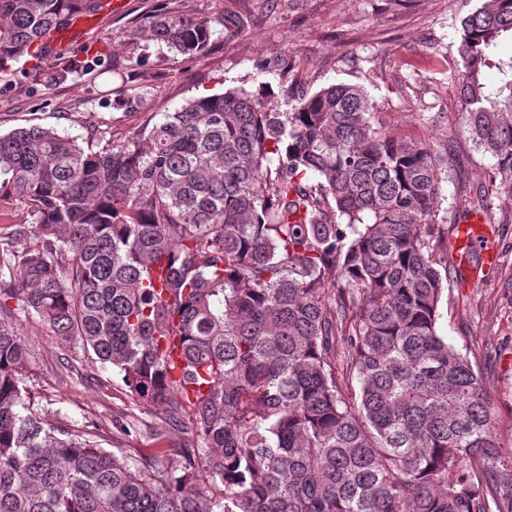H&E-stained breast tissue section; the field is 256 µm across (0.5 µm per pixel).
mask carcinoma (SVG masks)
Instances as JSON below:
<instances>
[{
  "label": "carcinoma",
  "mask_w": 512,
  "mask_h": 512,
  "mask_svg": "<svg viewBox=\"0 0 512 512\" xmlns=\"http://www.w3.org/2000/svg\"><path fill=\"white\" fill-rule=\"evenodd\" d=\"M96 8L0 0V69ZM215 33L160 13L129 42L145 65L151 42L193 57ZM506 34L512 0H483L450 78L512 202ZM82 66L59 58L56 79ZM441 182L350 83L283 112L244 88L192 97L102 151L51 125L0 134V213L24 215L0 234V512H512L494 404L438 331ZM21 313L141 404L190 406L202 447L145 456L51 426Z\"/></svg>",
  "instance_id": "obj_1"
}]
</instances>
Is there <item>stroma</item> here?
<instances>
[{
	"label": "stroma",
	"mask_w": 512,
	"mask_h": 512,
	"mask_svg": "<svg viewBox=\"0 0 512 512\" xmlns=\"http://www.w3.org/2000/svg\"><path fill=\"white\" fill-rule=\"evenodd\" d=\"M482 0H127L123 12L92 17L69 49L104 55L110 73L78 75L52 85L34 72L53 55L14 63L0 78V133L53 125L91 140L94 150L137 131L153 113L172 111L194 96L239 86L271 87L272 105L333 83L361 84L376 122L401 139L427 144L443 162L445 232L472 216L484 199L495 267L476 266L475 284L453 280L439 307L438 328L472 362L496 410L498 437L512 449V205L500 203L490 181L492 160L461 135L459 94L449 77L457 59L455 29ZM217 22L207 49L193 58L167 51L137 65L131 31L147 30L157 13ZM18 327L32 352L23 376L48 411L51 425L89 426L106 448H176L194 438L191 409L169 427L162 406H143L111 369L91 363L78 343L62 344L37 316ZM135 414L138 431L114 430V418Z\"/></svg>",
	"instance_id": "1"
}]
</instances>
